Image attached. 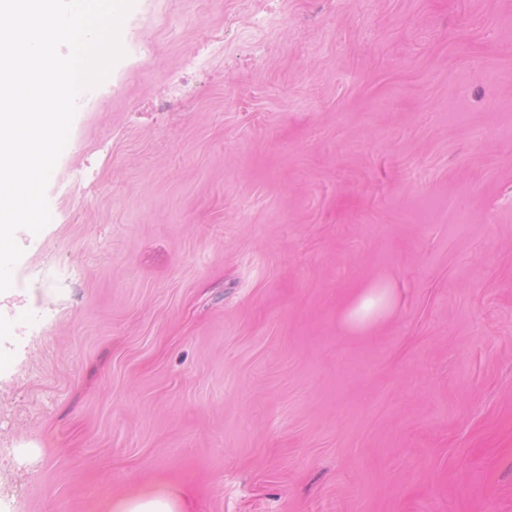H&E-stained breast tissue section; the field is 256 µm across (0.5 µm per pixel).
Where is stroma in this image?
Masks as SVG:
<instances>
[{
    "label": "stroma",
    "instance_id": "35a3bbf8",
    "mask_svg": "<svg viewBox=\"0 0 512 512\" xmlns=\"http://www.w3.org/2000/svg\"><path fill=\"white\" fill-rule=\"evenodd\" d=\"M122 28L16 233L0 512L158 482L192 512H512V0H134ZM387 306V299L383 293L364 294L346 313V322L354 328L364 326L375 311Z\"/></svg>",
    "mask_w": 512,
    "mask_h": 512
}]
</instances>
